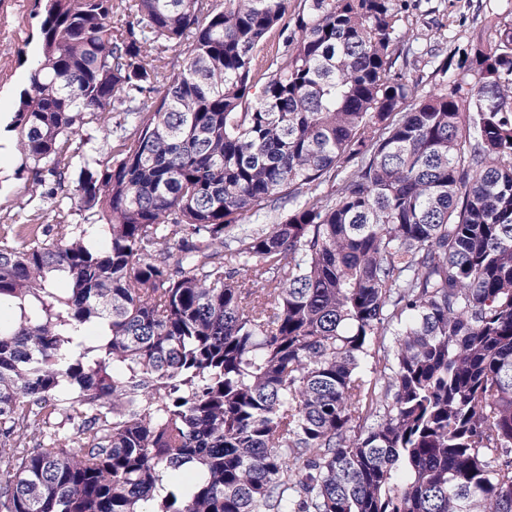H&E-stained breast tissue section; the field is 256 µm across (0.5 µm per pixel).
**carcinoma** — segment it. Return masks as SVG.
Here are the masks:
<instances>
[{
	"mask_svg": "<svg viewBox=\"0 0 512 512\" xmlns=\"http://www.w3.org/2000/svg\"><path fill=\"white\" fill-rule=\"evenodd\" d=\"M408 7L44 0L0 512H512V22L425 91ZM82 134L85 139L91 137L86 149L93 152L100 160L107 161L112 158L115 150L112 147L116 145L115 138L114 141L113 139L108 142L103 140L94 123L87 125Z\"/></svg>",
	"mask_w": 512,
	"mask_h": 512,
	"instance_id": "obj_1",
	"label": "carcinoma"
}]
</instances>
